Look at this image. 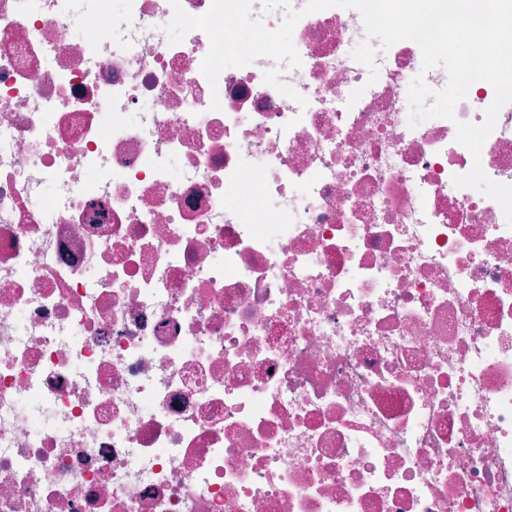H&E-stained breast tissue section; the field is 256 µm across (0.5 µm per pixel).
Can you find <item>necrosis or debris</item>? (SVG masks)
<instances>
[{"label":"necrosis or debris","instance_id":"necrosis-or-debris-1","mask_svg":"<svg viewBox=\"0 0 512 512\" xmlns=\"http://www.w3.org/2000/svg\"><path fill=\"white\" fill-rule=\"evenodd\" d=\"M172 15L0 0V512H512L493 87L410 125L445 70L343 8L213 86Z\"/></svg>","mask_w":512,"mask_h":512}]
</instances>
